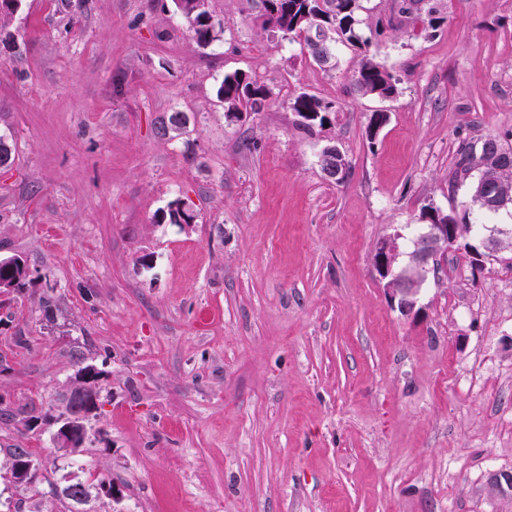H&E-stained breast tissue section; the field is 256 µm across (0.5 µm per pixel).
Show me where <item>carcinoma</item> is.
Listing matches in <instances>:
<instances>
[{"mask_svg":"<svg viewBox=\"0 0 512 512\" xmlns=\"http://www.w3.org/2000/svg\"><path fill=\"white\" fill-rule=\"evenodd\" d=\"M174 10L187 24V32L201 46L218 40L223 32L221 22L208 23L209 11L199 8L198 0H172ZM247 9L263 30L296 41L309 59L320 67H332L336 61V44H358L360 37L355 30L356 11L360 0H246ZM397 14L423 28H436L437 7L433 0H398ZM355 90L364 95L382 98L396 92L394 76L383 66L372 61L362 62L351 79ZM217 97L229 104L231 112H257L270 97V90L257 82L245 80L239 72L224 75L216 91ZM292 112L299 118V125L307 133L329 121L331 106L315 96L298 93L290 102ZM316 116L307 118L305 113ZM189 123L184 112H174L157 120L158 131L166 136L180 131ZM486 167L483 182L478 184L471 198V205L490 216L498 210L512 209V132L507 130L500 137L482 142L463 139L457 149V161L449 178L454 189L478 170ZM0 278L9 281L16 293L24 290L27 266L15 260V267L0 266Z\"/></svg>","mask_w":512,"mask_h":512,"instance_id":"cac0c4a2","label":"carcinoma"}]
</instances>
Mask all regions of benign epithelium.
I'll return each mask as SVG.
<instances>
[{
  "mask_svg": "<svg viewBox=\"0 0 512 512\" xmlns=\"http://www.w3.org/2000/svg\"><path fill=\"white\" fill-rule=\"evenodd\" d=\"M468 237L470 233L459 231L454 224H428L416 247L407 254V264L400 270L395 268L400 256L397 238L392 237L379 244L375 253L376 271L380 277L388 279L391 298L403 314L414 312L420 287L438 251L465 247L475 263L481 265L486 258L505 250L506 244L512 240V227L505 224L494 228L478 245L464 244ZM98 382L99 377L94 373H80L79 385L71 391L65 412L59 416L61 426L55 433V444L59 449L71 452L84 447L88 436L86 421L92 412L86 399L96 394Z\"/></svg>",
  "mask_w": 512,
  "mask_h": 512,
  "instance_id": "1",
  "label": "benign epithelium"
}]
</instances>
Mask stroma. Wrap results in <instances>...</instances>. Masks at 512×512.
Wrapping results in <instances>:
<instances>
[{"instance_id":"stroma-1","label":"stroma","mask_w":512,"mask_h":512,"mask_svg":"<svg viewBox=\"0 0 512 512\" xmlns=\"http://www.w3.org/2000/svg\"><path fill=\"white\" fill-rule=\"evenodd\" d=\"M428 32L395 0H361L366 44L319 67L243 0H208L220 41L199 46L171 0H22L0 16V259L25 290L0 309V406L34 414L101 373L82 451L54 427L0 420V512H512V266L465 251L400 313L374 266L399 264L448 188L459 140L512 129V0H437ZM373 59L389 98L354 90ZM240 71L271 89L227 116ZM334 110L306 133L289 102ZM189 115L160 136L156 119ZM388 122L376 137L372 113ZM336 146L345 181L318 162ZM194 223L159 215L174 200ZM41 465L13 485L5 451ZM111 479L119 500L63 495ZM242 76L243 74L237 71L225 74L216 91L217 97L229 104V112L226 113L230 117H237L240 112H258L271 94L266 86L258 84L255 80L250 81L246 76L243 79ZM243 80L244 88L251 87L244 93L240 92Z\"/></svg>"}]
</instances>
